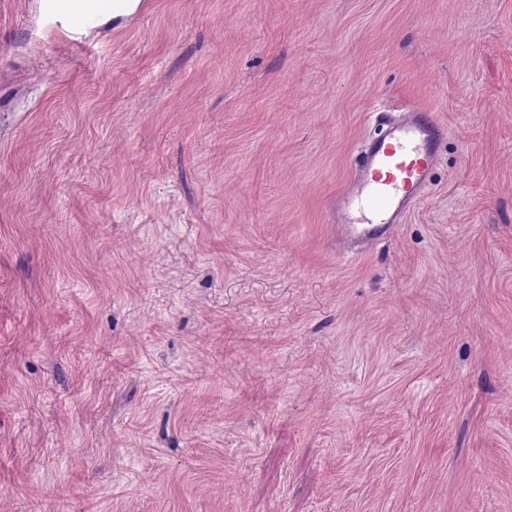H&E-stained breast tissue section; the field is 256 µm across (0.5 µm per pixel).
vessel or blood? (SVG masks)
Masks as SVG:
<instances>
[{"label":"vessel or blood","mask_w":512,"mask_h":512,"mask_svg":"<svg viewBox=\"0 0 512 512\" xmlns=\"http://www.w3.org/2000/svg\"><path fill=\"white\" fill-rule=\"evenodd\" d=\"M42 19L53 39L74 44L94 28L96 13L83 0H42ZM441 134L433 113L414 110L363 145L330 213L344 244L353 248L394 236L427 191Z\"/></svg>","instance_id":"b4317fda"}]
</instances>
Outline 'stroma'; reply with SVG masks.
Wrapping results in <instances>:
<instances>
[{"instance_id":"35a3bbf8","label":"stroma","mask_w":512,"mask_h":512,"mask_svg":"<svg viewBox=\"0 0 512 512\" xmlns=\"http://www.w3.org/2000/svg\"><path fill=\"white\" fill-rule=\"evenodd\" d=\"M0 0V512H512V0ZM445 128L394 237L329 206ZM42 19L50 35L57 41L74 44L83 40V32L96 24V13L81 0H41ZM65 19L68 29L60 23ZM441 134L432 112L412 110L363 145L352 179L330 213L332 223L342 227L344 244L356 248L394 236L427 191Z\"/></svg>"}]
</instances>
